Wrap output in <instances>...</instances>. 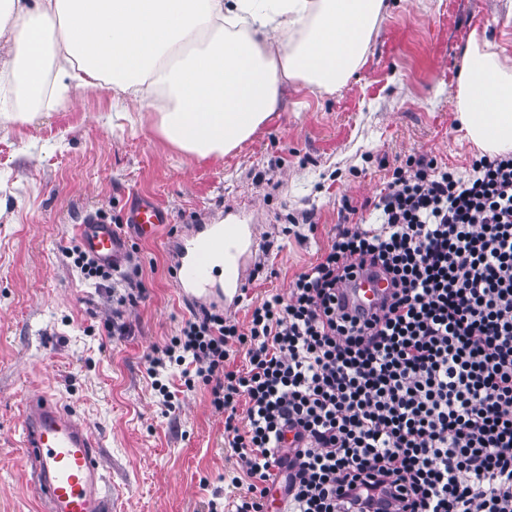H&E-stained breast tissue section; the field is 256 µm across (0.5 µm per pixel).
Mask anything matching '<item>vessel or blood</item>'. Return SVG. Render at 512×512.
<instances>
[{"instance_id": "vessel-or-blood-1", "label": "vessel or blood", "mask_w": 512, "mask_h": 512, "mask_svg": "<svg viewBox=\"0 0 512 512\" xmlns=\"http://www.w3.org/2000/svg\"><path fill=\"white\" fill-rule=\"evenodd\" d=\"M126 223L142 236H154L166 223L165 212L144 199L130 208ZM81 246L103 261L120 265L125 246L115 225L86 216L77 225ZM233 224H198L182 237L174 250V284L181 298L192 305L221 300L236 305L242 273H224V243L235 239ZM390 292L388 281L377 272H360L343 293L348 307L374 312ZM24 442L30 450L44 512H111L100 464L98 445L86 422L50 396L30 398L22 415Z\"/></svg>"}]
</instances>
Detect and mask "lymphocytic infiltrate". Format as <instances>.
I'll return each mask as SVG.
<instances>
[{
	"label": "lymphocytic infiltrate",
	"mask_w": 512,
	"mask_h": 512,
	"mask_svg": "<svg viewBox=\"0 0 512 512\" xmlns=\"http://www.w3.org/2000/svg\"><path fill=\"white\" fill-rule=\"evenodd\" d=\"M377 208L247 324L192 313L151 357L164 406L175 365L224 416L241 490L208 512H512V152L465 176L407 156ZM363 269L380 312L339 299Z\"/></svg>",
	"instance_id": "obj_1"
}]
</instances>
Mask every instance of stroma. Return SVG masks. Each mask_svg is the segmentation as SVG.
Wrapping results in <instances>:
<instances>
[{"label": "stroma", "instance_id": "obj_1", "mask_svg": "<svg viewBox=\"0 0 512 512\" xmlns=\"http://www.w3.org/2000/svg\"><path fill=\"white\" fill-rule=\"evenodd\" d=\"M362 66L335 93L280 90L277 112L219 159L173 148L149 115L128 119L105 88L40 105L11 119L20 86L0 95V512H43L21 409L49 390L85 419L102 446L112 512H205L237 490V458L209 390L181 386L165 409L149 359L190 309L168 269L170 240L191 224L249 225L245 272L266 260L272 277L247 282L232 314L246 323L266 295L287 293L315 262L344 202L374 200L410 154L465 172L476 155L456 107L462 53L472 32L512 52V0H388ZM152 198L169 221L150 239L124 223ZM122 221L124 281L141 286L112 328V299L83 280L64 254L86 214ZM296 221L294 234L281 230Z\"/></svg>", "mask_w": 512, "mask_h": 512}]
</instances>
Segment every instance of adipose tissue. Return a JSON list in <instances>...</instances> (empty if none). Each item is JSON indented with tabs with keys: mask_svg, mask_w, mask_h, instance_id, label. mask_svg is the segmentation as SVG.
<instances>
[{
	"mask_svg": "<svg viewBox=\"0 0 512 512\" xmlns=\"http://www.w3.org/2000/svg\"><path fill=\"white\" fill-rule=\"evenodd\" d=\"M384 0H5L0 88L111 90L179 151L218 158L276 111L284 82L334 93L360 66ZM467 138L512 152V55L471 33L458 77Z\"/></svg>",
	"mask_w": 512,
	"mask_h": 512,
	"instance_id": "obj_1",
	"label": "adipose tissue"
}]
</instances>
